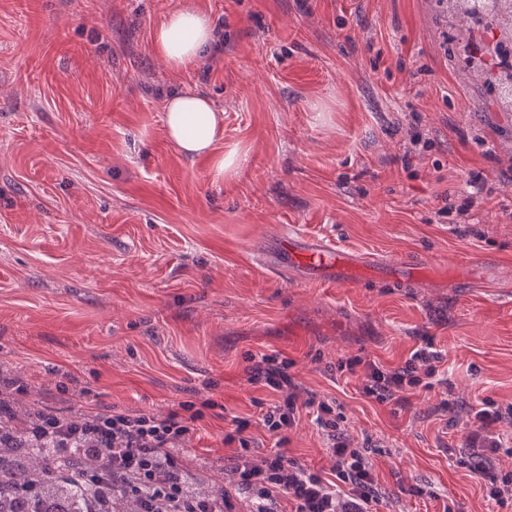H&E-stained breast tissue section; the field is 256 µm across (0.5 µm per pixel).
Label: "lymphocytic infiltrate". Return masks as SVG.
<instances>
[{"label":"lymphocytic infiltrate","mask_w":512,"mask_h":512,"mask_svg":"<svg viewBox=\"0 0 512 512\" xmlns=\"http://www.w3.org/2000/svg\"><path fill=\"white\" fill-rule=\"evenodd\" d=\"M444 357L432 337H422L400 365L389 367L360 357L337 361V373L356 379L362 395L381 405L402 404L410 395L434 389ZM288 358L249 355L244 369L249 385L271 394L255 401V417L237 416L225 445L234 447L233 462L224 471L223 494L193 487L180 452L193 437L212 399L187 401L166 414L123 410H81L64 418L46 417L30 425L34 440L51 439L61 447L79 445L94 464L88 478L111 480L128 493L132 512H374L383 492L372 447L359 442L346 425L344 407L335 397L307 388L292 371ZM308 415L323 441L328 470H314L280 450L258 458L253 421L278 443H286L301 415ZM446 428L458 433V462L499 504L512 501V438L501 432L512 424V402L491 398L471 402L446 391L433 409Z\"/></svg>","instance_id":"obj_1"}]
</instances>
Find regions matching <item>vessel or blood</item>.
<instances>
[{"mask_svg": "<svg viewBox=\"0 0 512 512\" xmlns=\"http://www.w3.org/2000/svg\"><path fill=\"white\" fill-rule=\"evenodd\" d=\"M263 253L269 268L289 272L302 280L346 286L373 279L407 286L419 281L424 271L422 264L411 260L379 262L334 242L306 239L291 232L264 247Z\"/></svg>", "mask_w": 512, "mask_h": 512, "instance_id": "1", "label": "vessel or blood"}]
</instances>
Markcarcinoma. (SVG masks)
<instances>
[{
    "label": "carcinoma",
    "instance_id": "1",
    "mask_svg": "<svg viewBox=\"0 0 512 512\" xmlns=\"http://www.w3.org/2000/svg\"><path fill=\"white\" fill-rule=\"evenodd\" d=\"M493 0H448L451 17L478 18L500 31L492 43L493 55L512 52V12L499 18L500 11L490 6ZM501 104L512 110V68L496 79ZM55 415L42 406L15 409L0 418V512H90L94 491L68 474L88 467L87 459L77 450L68 456L47 444L32 449L22 430L33 413Z\"/></svg>",
    "mask_w": 512,
    "mask_h": 512
}]
</instances>
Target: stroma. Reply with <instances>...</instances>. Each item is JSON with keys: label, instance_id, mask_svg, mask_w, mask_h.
<instances>
[{"label": "stroma", "instance_id": "35a3bbf8", "mask_svg": "<svg viewBox=\"0 0 512 512\" xmlns=\"http://www.w3.org/2000/svg\"><path fill=\"white\" fill-rule=\"evenodd\" d=\"M185 3L216 40L176 71L152 37ZM484 35L440 0H0V370L65 415L215 400L183 463L220 494L231 420L268 397L245 358L278 353L378 446L379 512H512L430 415L447 386L512 401V112L458 69ZM183 89L222 117L216 148L239 158L222 183L166 136ZM291 230L427 273L304 283L257 257ZM422 336L448 384L408 403L325 369L399 364ZM284 452L327 464L306 417Z\"/></svg>", "mask_w": 512, "mask_h": 512}]
</instances>
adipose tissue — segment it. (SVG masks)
<instances>
[{"mask_svg":"<svg viewBox=\"0 0 512 512\" xmlns=\"http://www.w3.org/2000/svg\"><path fill=\"white\" fill-rule=\"evenodd\" d=\"M213 40L214 26L209 16L187 5L171 11L158 25L153 50L172 69L182 70L193 65ZM163 124L167 137L183 155L210 156L211 180L223 182L225 171L235 166L236 156L212 152L219 138V124L207 96L189 90L172 93L164 102Z\"/></svg>","mask_w":512,"mask_h":512,"instance_id":"1","label":"adipose tissue"}]
</instances>
